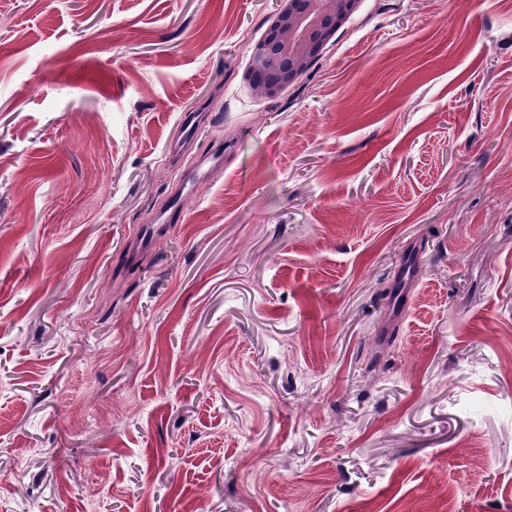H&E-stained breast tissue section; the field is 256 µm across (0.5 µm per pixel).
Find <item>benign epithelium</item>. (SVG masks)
<instances>
[{
    "label": "benign epithelium",
    "instance_id": "1",
    "mask_svg": "<svg viewBox=\"0 0 512 512\" xmlns=\"http://www.w3.org/2000/svg\"><path fill=\"white\" fill-rule=\"evenodd\" d=\"M360 0H280L263 40L251 50L253 92L273 98L296 83L350 18Z\"/></svg>",
    "mask_w": 512,
    "mask_h": 512
}]
</instances>
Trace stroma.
I'll return each mask as SVG.
<instances>
[{
    "mask_svg": "<svg viewBox=\"0 0 512 512\" xmlns=\"http://www.w3.org/2000/svg\"><path fill=\"white\" fill-rule=\"evenodd\" d=\"M277 8L0 0V512H512V0ZM263 40L251 50L248 73L256 95L273 98L296 83L350 18L360 0H277ZM275 67V76L265 74ZM199 125L200 120L198 116L188 113L182 114L178 123L180 136L176 141L170 143L168 148L169 152L178 154L182 150L192 146L200 132ZM201 167L191 170L182 185L170 194L166 209L162 212L161 224H142L139 226L135 239V247L129 251V256L135 259L139 252L148 251L155 246L156 240L165 224H177L182 217V198L193 194L194 183L205 176Z\"/></svg>",
    "mask_w": 512,
    "mask_h": 512,
    "instance_id": "obj_1",
    "label": "stroma"
}]
</instances>
